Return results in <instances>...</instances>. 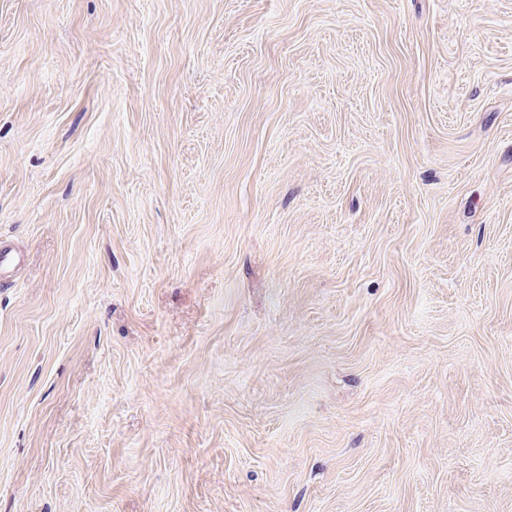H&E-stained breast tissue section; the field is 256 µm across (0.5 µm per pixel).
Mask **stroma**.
Wrapping results in <instances>:
<instances>
[{
    "label": "stroma",
    "instance_id": "35a3bbf8",
    "mask_svg": "<svg viewBox=\"0 0 512 512\" xmlns=\"http://www.w3.org/2000/svg\"><path fill=\"white\" fill-rule=\"evenodd\" d=\"M0 512H512V0H0Z\"/></svg>",
    "mask_w": 512,
    "mask_h": 512
}]
</instances>
